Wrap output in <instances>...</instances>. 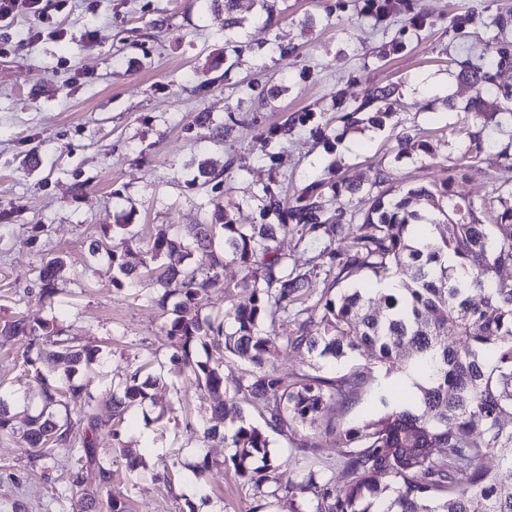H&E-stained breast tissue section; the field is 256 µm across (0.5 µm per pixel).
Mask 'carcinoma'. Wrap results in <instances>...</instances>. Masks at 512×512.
<instances>
[{
  "label": "carcinoma",
  "mask_w": 512,
  "mask_h": 512,
  "mask_svg": "<svg viewBox=\"0 0 512 512\" xmlns=\"http://www.w3.org/2000/svg\"><path fill=\"white\" fill-rule=\"evenodd\" d=\"M372 10L382 27L410 10L407 0H375ZM512 65V53L490 46L480 62L460 73L464 81L499 92V71ZM399 102L386 90L371 89L354 109L367 121L381 125L398 111ZM481 127L502 128L498 113L481 104L470 105ZM468 146L462 165L475 166L483 152L481 131L466 130ZM503 167L489 175L492 191L461 195L452 180L412 188L404 197L384 201L367 192L350 221L371 228L365 235L342 232L345 215H328L322 205L325 180L304 187L290 203L280 195H265L263 209L286 224H197L188 232L159 233L148 244L143 274L111 245V235L137 239L130 224H104L103 237L91 242V252H105L121 277L112 286L142 284L160 290L155 301L170 313L164 332L180 365L196 388L211 398L203 419V439H220L232 453L220 463L204 455L193 471L204 477L215 467L233 469L256 488L270 487L267 496L282 494L297 501L294 512H512V279L499 270L512 265V154L502 150ZM425 202L421 211L409 209V199ZM448 227L443 231L441 226ZM501 236L490 234V227ZM322 233L329 238L330 278L322 292L323 316L302 318L310 271L288 267V255L277 241L286 233ZM63 258L55 256L40 267L42 293L56 292L55 275ZM400 279L402 287L385 284ZM349 282L338 292L333 288ZM222 285L251 292V304L231 307L224 319L201 316L200 302ZM481 303H472V297ZM294 316L286 336L274 332L276 318ZM455 340L448 342V326ZM44 337L49 346L28 359L40 383V412L27 418L22 438L32 461L56 459L67 449L71 487L80 512L96 508V495L112 484L113 470L102 464L106 449L98 447L104 434L116 441L133 471L141 455L124 445L120 425L129 413L151 397L161 382L157 376L132 371L123 388L112 392V415L101 418L95 396L69 383L81 368L100 358V350L77 345L50 323L33 324L23 317L0 323V340L28 341ZM224 351L248 362L233 389L224 385V369L195 356L214 340ZM374 351V364L413 377L414 398L396 410L381 408L341 428L326 419L334 407L355 402L368 374L357 367L341 377L300 373L289 380L274 360L283 351L306 353L316 360L339 361L363 348ZM64 365L66 382L48 374ZM81 398L78 413L83 436L73 438L71 419H55L52 409ZM258 409L263 425L253 424L244 407ZM15 415L0 397V434L16 431ZM231 420L221 431L213 421ZM308 428L296 452L283 460L271 450L267 432ZM334 431L342 444L340 464L346 482L338 486L334 465L317 456L318 429ZM484 436L473 440L474 430ZM287 463L299 480L278 483L276 471Z\"/></svg>",
  "instance_id": "1"
}]
</instances>
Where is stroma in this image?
Masks as SVG:
<instances>
[{
    "mask_svg": "<svg viewBox=\"0 0 512 512\" xmlns=\"http://www.w3.org/2000/svg\"><path fill=\"white\" fill-rule=\"evenodd\" d=\"M429 15L417 29L410 14L378 25L366 0H278L273 26L255 20L259 0H235L243 23L234 53L225 42L222 0H43L44 18L0 19V323L25 316L57 320L71 337L103 350L100 364L75 384L97 395L101 417L110 396L138 365L162 378L146 414L127 417L126 445L144 469L128 473L120 452L107 456L108 491L130 512H292L288 499L256 497L234 470L198 479L199 455L229 451L198 433L207 407L170 362L166 321L148 291L112 285V263L88 246L103 224H131L142 239L158 229L210 223L222 206L232 223L274 224L265 191L293 194L325 177L369 188L375 169L388 174L391 198L417 185L453 178L457 193L488 191L502 163L507 133L487 130L474 168H459L467 106L495 112L502 96L459 79L493 36L489 22L512 0H409ZM404 49L393 53V41ZM372 88L394 89L399 111L379 127L355 122L353 108ZM277 90L268 104L261 92ZM210 114L212 127L196 125ZM295 119L281 138L279 127ZM419 135L400 152L397 137ZM228 168L223 179L199 176L196 160ZM325 236L280 237L289 263L312 273L306 314L320 320L318 299L329 258ZM64 255L58 291L40 297L42 262ZM25 346L0 345V393L35 398ZM400 377L373 368L352 405L331 410L340 424L378 408ZM69 474L32 463L16 437H0V512H56L52 496Z\"/></svg>",
    "mask_w": 512,
    "mask_h": 512,
    "instance_id": "obj_1",
    "label": "stroma"
}]
</instances>
